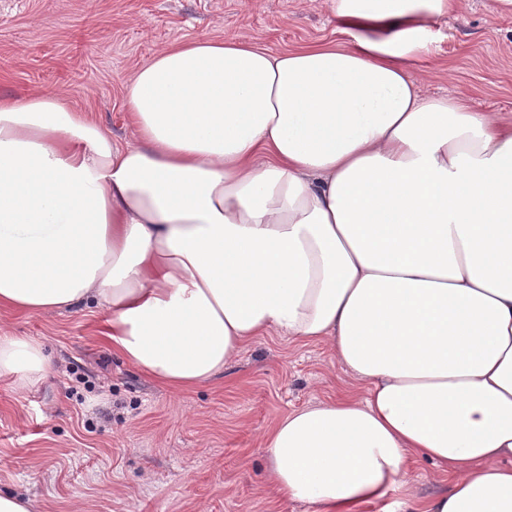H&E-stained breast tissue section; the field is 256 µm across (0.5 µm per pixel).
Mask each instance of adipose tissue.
Wrapping results in <instances>:
<instances>
[{
  "label": "adipose tissue",
  "mask_w": 512,
  "mask_h": 512,
  "mask_svg": "<svg viewBox=\"0 0 512 512\" xmlns=\"http://www.w3.org/2000/svg\"><path fill=\"white\" fill-rule=\"evenodd\" d=\"M329 3L345 41L157 52L122 146L54 94L0 99V307L94 305L174 389L269 332L327 344L361 393L268 435L280 499L512 512V123L408 74L461 0ZM48 366L0 329V376L23 390ZM414 457L442 484L424 501Z\"/></svg>",
  "instance_id": "ef3b65f1"
}]
</instances>
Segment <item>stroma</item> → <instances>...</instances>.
I'll use <instances>...</instances> for the list:
<instances>
[{"label":"stroma","mask_w":512,"mask_h":512,"mask_svg":"<svg viewBox=\"0 0 512 512\" xmlns=\"http://www.w3.org/2000/svg\"><path fill=\"white\" fill-rule=\"evenodd\" d=\"M409 67L425 97L464 99L512 121V14L462 0L429 21ZM238 39L277 53L333 42L327 0H0V98L59 94L113 139H131L125 88L159 50ZM95 308H0V328L43 343L51 370L17 390L0 379V492L41 512H304L267 487L265 437L290 411L350 393L322 343L276 333L224 374L174 391L112 354Z\"/></svg>","instance_id":"obj_1"}]
</instances>
